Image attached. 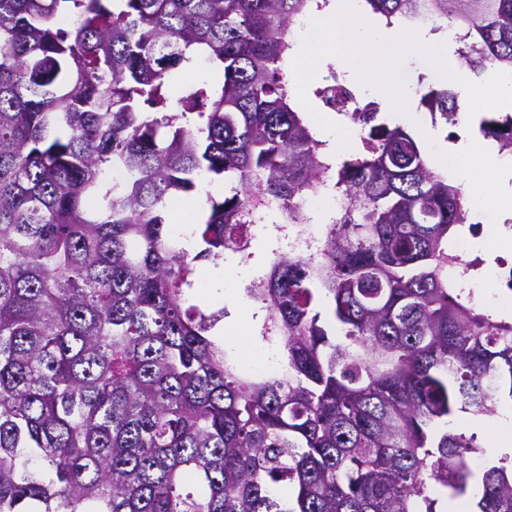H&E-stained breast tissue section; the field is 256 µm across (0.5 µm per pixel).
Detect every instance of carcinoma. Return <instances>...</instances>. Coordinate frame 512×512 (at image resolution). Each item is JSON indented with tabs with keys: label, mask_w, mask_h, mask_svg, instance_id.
<instances>
[{
	"label": "carcinoma",
	"mask_w": 512,
	"mask_h": 512,
	"mask_svg": "<svg viewBox=\"0 0 512 512\" xmlns=\"http://www.w3.org/2000/svg\"><path fill=\"white\" fill-rule=\"evenodd\" d=\"M329 2L0 0V512L456 509L485 450L432 425L512 400V317L448 278L463 189L380 101L324 164L283 63L292 20ZM428 4L466 33L467 69L512 73V0ZM415 8L362 2L387 27ZM200 61L222 79L173 92ZM417 94L454 123L453 86L421 75ZM313 95L350 98L334 71ZM478 132L512 151L511 113ZM204 178L230 188L206 194L192 255L168 202ZM323 184L349 205L319 253L276 254L243 288L288 367L254 374L213 336L228 312L196 303V263L241 251L271 197L304 223ZM481 469L468 512H512V452Z\"/></svg>",
	"instance_id": "carcinoma-1"
}]
</instances>
